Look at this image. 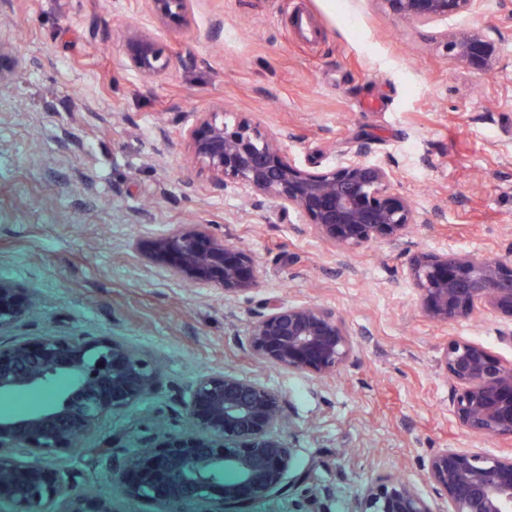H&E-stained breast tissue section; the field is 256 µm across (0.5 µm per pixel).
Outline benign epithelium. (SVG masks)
<instances>
[{"instance_id":"1","label":"benign epithelium","mask_w":512,"mask_h":512,"mask_svg":"<svg viewBox=\"0 0 512 512\" xmlns=\"http://www.w3.org/2000/svg\"><path fill=\"white\" fill-rule=\"evenodd\" d=\"M158 20L190 27L195 0H146ZM400 20L432 25L468 11L473 0H382ZM447 49L477 68L492 46L468 30L445 32ZM124 63L140 74L164 76L170 57L151 35L130 29ZM225 109L198 112L183 131L192 160L214 188L242 186L272 200L285 215L308 225L338 248L396 241L430 212L395 191L394 169L365 159L361 144L343 161L322 170L299 164L281 133L241 117L224 121ZM148 261L196 288H222L237 296L257 287L259 267L242 247L203 225L155 239ZM408 275L419 308L446 324L486 310L512 318V261L471 253L414 255ZM32 297L0 279V391L39 388L58 377L71 383L44 410L0 416V505L9 512H116L115 500L148 502L153 512H254L287 488L292 448L284 396L258 377L233 371L197 376L178 402L187 425L161 426L131 452L105 458L114 495L79 485L48 459L78 449L113 413L157 392L160 370L149 356L115 337L65 335L55 330L5 341L30 313ZM253 362L324 377L353 355L344 324L316 304L268 302L247 326ZM441 366L457 387L454 414L469 433L512 436V364L482 346L448 341ZM427 477L444 493L448 512H512V456L443 450ZM355 512H435L409 483L388 477L369 485Z\"/></svg>"}]
</instances>
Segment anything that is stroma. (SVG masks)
I'll use <instances>...</instances> for the list:
<instances>
[{
    "label": "stroma",
    "instance_id": "obj_1",
    "mask_svg": "<svg viewBox=\"0 0 512 512\" xmlns=\"http://www.w3.org/2000/svg\"><path fill=\"white\" fill-rule=\"evenodd\" d=\"M307 21L293 25L295 16ZM171 58L150 79L120 65L128 29ZM494 42L482 69L447 51L444 32ZM0 49L26 69L0 89V277L35 303L15 336L58 328L122 339L156 359L159 390L108 416L52 464L112 495L97 450H127L159 422L181 428L176 393L203 373L258 377L290 405L288 490L255 512H353L365 487L395 476L435 512L448 503L427 478L442 450L512 453V438H480L453 413L440 365L452 339L512 363V319L486 312L438 324L408 278L418 253L512 258V0H475L427 27L383 0H196L191 26L163 25L146 0H9ZM221 103L289 134L305 166L332 165L366 142L368 161L398 172L396 190L436 210L407 236L351 250L290 223L244 189L215 191L183 131ZM205 222L249 251L257 288L228 297L148 263L136 244ZM314 303L335 313L354 354L330 378L254 364L246 328L265 303Z\"/></svg>",
    "mask_w": 512,
    "mask_h": 512
}]
</instances>
